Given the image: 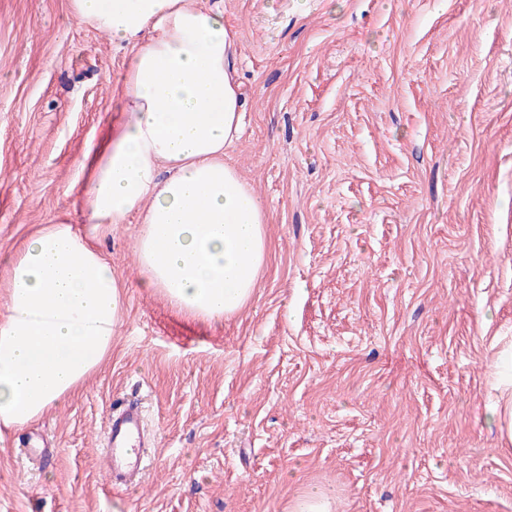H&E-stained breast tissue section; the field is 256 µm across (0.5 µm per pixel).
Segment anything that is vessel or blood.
Here are the masks:
<instances>
[{"label":"vessel or blood","mask_w":512,"mask_h":512,"mask_svg":"<svg viewBox=\"0 0 512 512\" xmlns=\"http://www.w3.org/2000/svg\"><path fill=\"white\" fill-rule=\"evenodd\" d=\"M151 440L138 402L114 401L108 413L104 448L113 489L128 487L140 479L146 469L145 450Z\"/></svg>","instance_id":"b4317fda"}]
</instances>
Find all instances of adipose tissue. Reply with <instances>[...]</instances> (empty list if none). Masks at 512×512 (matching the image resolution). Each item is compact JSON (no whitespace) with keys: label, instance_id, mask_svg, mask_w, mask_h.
Instances as JSON below:
<instances>
[{"label":"adipose tissue","instance_id":"adipose-tissue-1","mask_svg":"<svg viewBox=\"0 0 512 512\" xmlns=\"http://www.w3.org/2000/svg\"><path fill=\"white\" fill-rule=\"evenodd\" d=\"M72 15L130 47L117 131L88 151L93 227L140 216L142 287L215 323L253 298L268 257L267 215L225 161L240 136L236 40L198 0H68ZM0 314V432L75 394L112 351L123 284L65 220L31 235L8 268Z\"/></svg>","mask_w":512,"mask_h":512}]
</instances>
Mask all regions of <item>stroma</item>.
<instances>
[{"label":"stroma","mask_w":512,"mask_h":512,"mask_svg":"<svg viewBox=\"0 0 512 512\" xmlns=\"http://www.w3.org/2000/svg\"><path fill=\"white\" fill-rule=\"evenodd\" d=\"M236 35L228 159L269 222L254 298L217 324L140 285L138 220L94 244L124 285L111 354L0 437V512H512L489 417L512 344V0H206ZM130 58L68 0H0V313L42 225L85 231L81 168ZM155 445L115 491L110 405ZM293 512H332L330 498L317 488L304 492L293 504Z\"/></svg>","instance_id":"35a3bbf8"}]
</instances>
